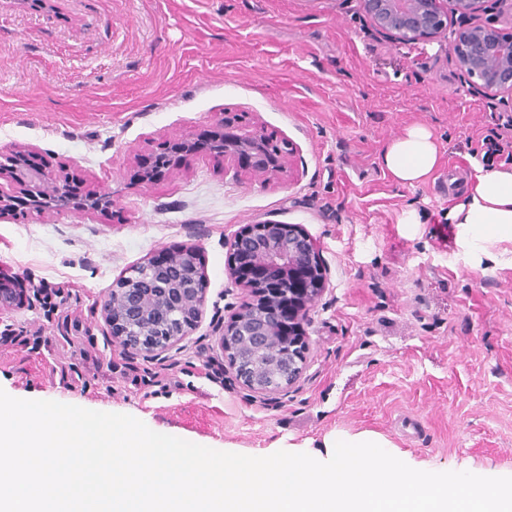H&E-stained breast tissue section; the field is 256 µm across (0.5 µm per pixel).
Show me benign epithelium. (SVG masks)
<instances>
[{"instance_id": "benign-epithelium-1", "label": "benign epithelium", "mask_w": 512, "mask_h": 512, "mask_svg": "<svg viewBox=\"0 0 512 512\" xmlns=\"http://www.w3.org/2000/svg\"><path fill=\"white\" fill-rule=\"evenodd\" d=\"M487 0H361L381 30L409 43L430 42L448 28V15L460 19L451 31L457 63L475 92L512 94V33L495 23L470 19ZM242 116L224 113L209 129L163 142L160 153L137 158L132 178L153 183L175 159L209 153L247 175L283 171L292 144L262 128L244 133ZM32 150L19 147L8 157L17 188L0 187V218L30 212H106L112 195L66 172L47 174L32 166ZM231 276L249 301L216 327L227 366L249 392L272 400L301 377L308 349L304 324L326 290L327 268L316 238L299 224L266 220L245 224L226 243ZM27 289L0 272V312L17 306ZM206 288L195 248L168 250L118 279L102 306L109 335L124 350L158 359L186 339L201 321Z\"/></svg>"}]
</instances>
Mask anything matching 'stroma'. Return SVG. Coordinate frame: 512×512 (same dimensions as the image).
I'll list each match as a JSON object with an SVG mask.
<instances>
[{"mask_svg": "<svg viewBox=\"0 0 512 512\" xmlns=\"http://www.w3.org/2000/svg\"><path fill=\"white\" fill-rule=\"evenodd\" d=\"M227 112L288 139V169L247 176L199 154L130 181L136 154ZM510 115L471 91L449 34L403 42L360 0H0V154L31 147L112 195L105 214L0 220V270L30 297L0 313V389L249 456L372 432L438 470L511 474L512 262L469 252L446 218L449 171L467 181L471 144ZM417 124L439 167L401 187L379 154ZM265 220L303 225L327 268L306 367L272 403L225 372L213 333L248 299L226 243ZM177 245L202 258L203 317L169 359L131 357L102 304Z\"/></svg>", "mask_w": 512, "mask_h": 512, "instance_id": "stroma-1", "label": "stroma"}]
</instances>
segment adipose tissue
<instances>
[{"label":"adipose tissue","instance_id":"adipose-tissue-1","mask_svg":"<svg viewBox=\"0 0 512 512\" xmlns=\"http://www.w3.org/2000/svg\"><path fill=\"white\" fill-rule=\"evenodd\" d=\"M440 149L432 132L416 125L388 142L379 155L381 167L402 187L425 183L435 171ZM463 244L471 251L486 252L489 244H512V165L487 168L474 164L473 174L461 199L448 211Z\"/></svg>","mask_w":512,"mask_h":512}]
</instances>
